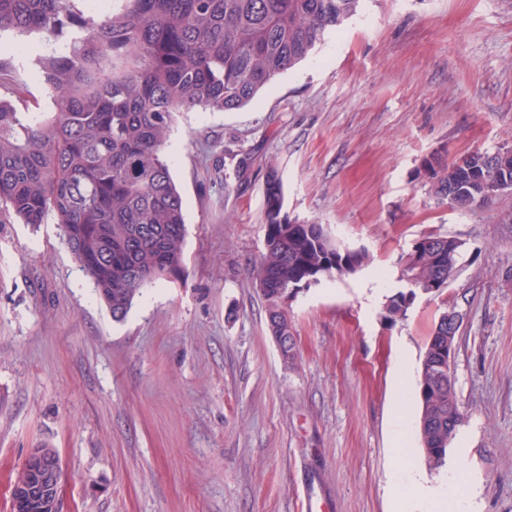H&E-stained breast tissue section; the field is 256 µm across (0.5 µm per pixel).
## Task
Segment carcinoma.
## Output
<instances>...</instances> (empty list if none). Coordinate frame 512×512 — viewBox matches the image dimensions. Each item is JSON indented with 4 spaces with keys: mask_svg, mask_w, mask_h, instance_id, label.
Here are the masks:
<instances>
[{
    "mask_svg": "<svg viewBox=\"0 0 512 512\" xmlns=\"http://www.w3.org/2000/svg\"><path fill=\"white\" fill-rule=\"evenodd\" d=\"M85 0H0V38L11 49L43 41L36 56L48 111L18 107V88L0 62V213L37 227L58 225L97 296L119 321L142 290L183 271L182 198L164 154L177 113L238 109L312 57L328 32L356 16L363 0H122L117 12L88 15ZM512 179V149L474 152L464 164L431 168L439 205L468 210L493 195L480 191L484 158ZM265 253L256 281L269 331L291 328L281 292L342 280L371 264L316 221L284 211L283 183L270 170L265 188ZM460 245L429 234L400 257L402 289L384 318L407 315L419 295H434L456 272ZM448 311L425 347L417 382L416 431L430 472L446 465L464 413L448 356Z\"/></svg>",
    "mask_w": 512,
    "mask_h": 512,
    "instance_id": "obj_1",
    "label": "carcinoma"
}]
</instances>
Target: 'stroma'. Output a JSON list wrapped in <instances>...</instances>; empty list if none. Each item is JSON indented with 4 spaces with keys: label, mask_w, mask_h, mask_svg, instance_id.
<instances>
[{
    "label": "stroma",
    "mask_w": 512,
    "mask_h": 512,
    "mask_svg": "<svg viewBox=\"0 0 512 512\" xmlns=\"http://www.w3.org/2000/svg\"><path fill=\"white\" fill-rule=\"evenodd\" d=\"M46 103L32 57L0 53ZM512 148V0H364L341 34L257 102L177 116L165 147L184 202V266L115 320L55 224L0 223V512L32 448L61 460L60 512H401L391 474L400 367L462 313L464 410L447 470L471 512H512V191L437 205L425 158ZM276 166L290 219L369 267L288 302L296 359L269 333L253 269ZM439 234L457 273L383 317L399 259Z\"/></svg>",
    "instance_id": "35a3bbf8"
}]
</instances>
